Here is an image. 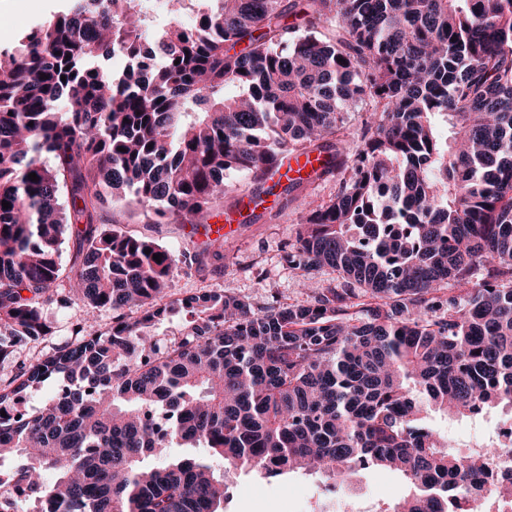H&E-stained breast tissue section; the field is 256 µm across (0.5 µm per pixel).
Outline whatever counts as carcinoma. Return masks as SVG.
<instances>
[{"label": "carcinoma", "instance_id": "obj_1", "mask_svg": "<svg viewBox=\"0 0 512 512\" xmlns=\"http://www.w3.org/2000/svg\"><path fill=\"white\" fill-rule=\"evenodd\" d=\"M167 14L68 0L0 50V361L50 335L43 302L84 307L73 341L0 384V468L17 477L0 512H224L238 470L347 489L367 467L407 483L391 512H512L499 444L457 452L430 423L512 421V0ZM117 55L121 73L99 66ZM315 152L320 170L274 180ZM269 195L296 224L299 286L327 276L309 301H167L178 256L99 222L140 210L195 234ZM177 308L192 319L162 350L151 332ZM125 309L139 316L94 331Z\"/></svg>", "mask_w": 512, "mask_h": 512}]
</instances>
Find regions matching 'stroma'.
Here are the masks:
<instances>
[{
  "label": "stroma",
  "instance_id": "obj_1",
  "mask_svg": "<svg viewBox=\"0 0 512 512\" xmlns=\"http://www.w3.org/2000/svg\"><path fill=\"white\" fill-rule=\"evenodd\" d=\"M65 0H0V45L11 46L32 26L51 14L65 9ZM102 222L114 221L129 234L145 236L176 251L191 249V227L187 224H151L140 213L117 211L102 213ZM295 226L286 218L264 219L249 232L233 240L234 251L224 267L209 266L202 272L180 271L168 290L170 298L193 294L201 288H221L225 293L250 298L263 306L272 301L295 303L306 301L309 294L325 287L324 276L310 280L300 289L288 269L284 255L294 241ZM43 315L53 334L46 339L16 347L13 357L0 363V380L11 378L25 364L36 361L53 347L71 342L72 327L82 317L81 304L62 308L56 303L43 305ZM357 479L363 497L388 504L405 496L408 487L399 474L377 468L361 470ZM325 487L317 477L289 474L262 478L242 472L234 479L224 512H301L324 500Z\"/></svg>",
  "mask_w": 512,
  "mask_h": 512
}]
</instances>
